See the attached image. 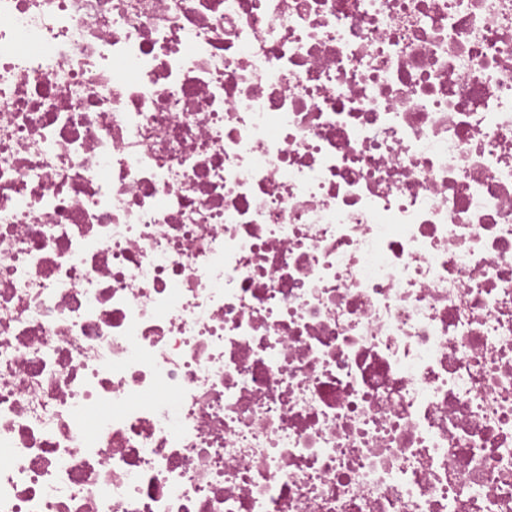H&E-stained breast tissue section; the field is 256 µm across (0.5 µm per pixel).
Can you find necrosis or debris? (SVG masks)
<instances>
[{
    "mask_svg": "<svg viewBox=\"0 0 512 512\" xmlns=\"http://www.w3.org/2000/svg\"><path fill=\"white\" fill-rule=\"evenodd\" d=\"M0 512H512V0H0Z\"/></svg>",
    "mask_w": 512,
    "mask_h": 512,
    "instance_id": "4bbe7bcc",
    "label": "necrosis or debris"
}]
</instances>
